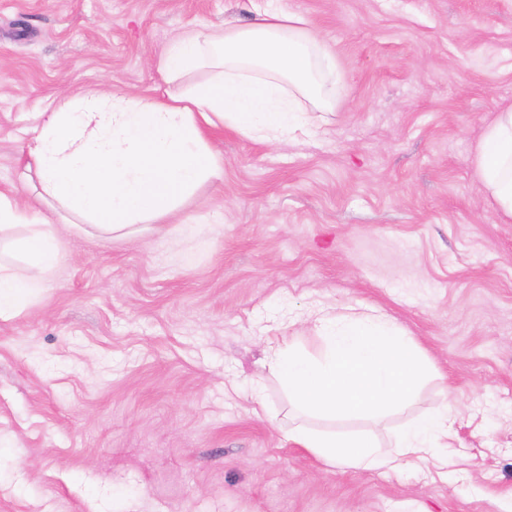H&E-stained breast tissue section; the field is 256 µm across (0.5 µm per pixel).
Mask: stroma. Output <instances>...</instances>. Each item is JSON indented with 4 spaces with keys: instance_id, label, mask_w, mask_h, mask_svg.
Segmentation results:
<instances>
[{
    "instance_id": "stroma-1",
    "label": "stroma",
    "mask_w": 512,
    "mask_h": 512,
    "mask_svg": "<svg viewBox=\"0 0 512 512\" xmlns=\"http://www.w3.org/2000/svg\"><path fill=\"white\" fill-rule=\"evenodd\" d=\"M247 0H0V193L35 199L21 148L87 90L153 94L189 25ZM336 48L309 138L214 132L221 180L162 231L63 228V264L0 320V512H512V223L471 170L512 103V0H275ZM377 309L433 365L414 400L349 422L389 442L440 406L448 467L340 470L288 441L266 356L314 320ZM261 401H254V393Z\"/></svg>"
}]
</instances>
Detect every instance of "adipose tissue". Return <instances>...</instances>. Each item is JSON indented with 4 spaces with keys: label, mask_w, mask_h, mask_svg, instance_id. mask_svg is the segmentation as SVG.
Masks as SVG:
<instances>
[{
    "label": "adipose tissue",
    "mask_w": 512,
    "mask_h": 512,
    "mask_svg": "<svg viewBox=\"0 0 512 512\" xmlns=\"http://www.w3.org/2000/svg\"><path fill=\"white\" fill-rule=\"evenodd\" d=\"M250 3L246 24L221 32L196 27L170 42L157 62L165 94L88 91L41 112L22 147L40 197L59 204L72 224L118 240L135 226L167 223L200 184L221 179L209 130L227 127L259 142L310 135L311 113L334 109V51L304 14L272 0ZM198 71L207 79L177 89ZM471 168L500 218L512 223V104L484 125ZM62 260L56 224L0 193V319L41 293ZM313 331L316 351L286 336L270 364L305 418L381 417L407 403L432 373L406 330L382 312H328ZM456 417L454 401L446 400L403 427L391 450L365 435L305 423L289 429L288 439L335 468L385 472L405 459L444 466Z\"/></svg>",
    "instance_id": "ef3b65f1"
}]
</instances>
